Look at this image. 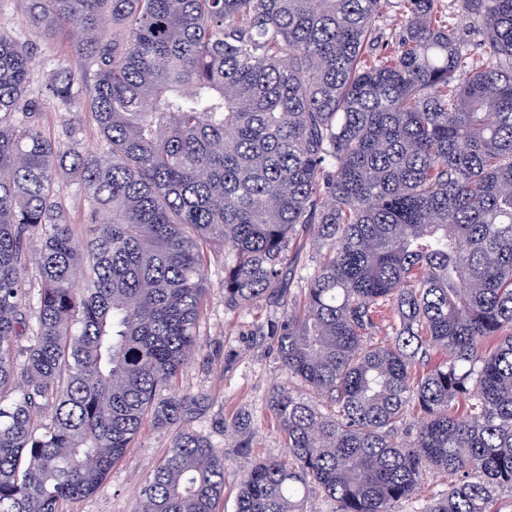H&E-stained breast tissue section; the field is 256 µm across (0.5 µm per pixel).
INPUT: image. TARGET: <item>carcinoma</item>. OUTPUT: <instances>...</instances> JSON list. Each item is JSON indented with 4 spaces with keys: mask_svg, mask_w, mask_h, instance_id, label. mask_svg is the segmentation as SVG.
Here are the masks:
<instances>
[{
    "mask_svg": "<svg viewBox=\"0 0 512 512\" xmlns=\"http://www.w3.org/2000/svg\"><path fill=\"white\" fill-rule=\"evenodd\" d=\"M16 2L37 35L75 32L84 69L32 96V47L0 31V512H61L145 423L191 410L161 393L198 349L216 245L227 306L280 305L268 336L296 380L268 401L285 454L243 476L235 512H298L313 489L396 512L428 468L456 480L424 512L512 493V0H455L480 61L445 0ZM65 175L86 189L80 244ZM390 303L393 337L371 344ZM431 348L444 359L415 377ZM223 497L224 455L185 429L140 512ZM448 2V17L451 23H457L460 35L468 42L470 47L474 50L476 55L481 54L479 48L480 37L477 30L474 29L473 24L464 18L457 16V6L452 2L453 0H446Z\"/></svg>",
    "mask_w": 512,
    "mask_h": 512,
    "instance_id": "cac0c4a2",
    "label": "carcinoma"
}]
</instances>
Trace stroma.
Segmentation results:
<instances>
[{
	"mask_svg": "<svg viewBox=\"0 0 512 512\" xmlns=\"http://www.w3.org/2000/svg\"><path fill=\"white\" fill-rule=\"evenodd\" d=\"M0 27L34 44L30 94L41 93L61 64L78 68V60L67 54L65 40L35 37L27 18L18 12L16 0H0ZM205 288L197 329L200 350L174 385L176 391L194 398L190 413L162 429L145 426L98 491L65 503L62 512H137L145 478L171 448L176 434L185 429L206 435L224 455L220 512H233L240 481L252 465L283 455V440L267 401L272 388L289 385L290 378L276 357L271 339L258 335L279 317L280 310L266 303L247 310L225 305L224 251L219 247L209 253ZM238 416L248 422L252 446L246 452L239 448L238 437L230 429Z\"/></svg>",
	"mask_w": 512,
	"mask_h": 512,
	"instance_id": "1",
	"label": "stroma"
}]
</instances>
